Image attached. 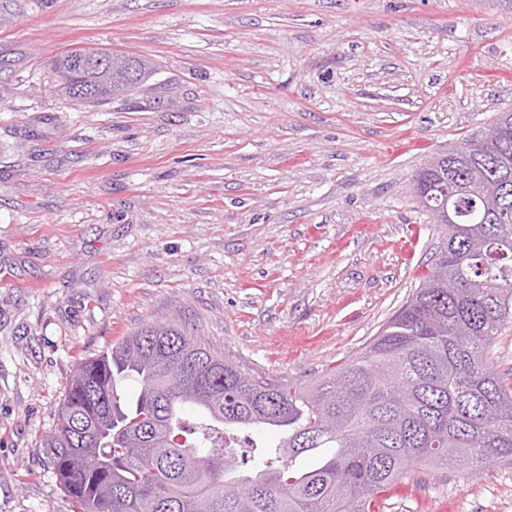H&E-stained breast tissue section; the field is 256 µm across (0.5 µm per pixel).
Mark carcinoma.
<instances>
[{"label":"carcinoma","instance_id":"carcinoma-1","mask_svg":"<svg viewBox=\"0 0 512 512\" xmlns=\"http://www.w3.org/2000/svg\"><path fill=\"white\" fill-rule=\"evenodd\" d=\"M56 67L69 74L62 96L104 103L135 89L130 67L90 86L75 50ZM453 174L466 191L429 275L360 357L312 387L255 378L177 324L147 325L81 362L40 442L79 512H371L410 468L477 476L512 464V381L487 356L512 322V251L487 253L512 240V108ZM446 184V169L416 176L420 198ZM132 379L140 391L128 399ZM262 428L278 441L244 469L224 435ZM321 448L334 452L296 466Z\"/></svg>","mask_w":512,"mask_h":512}]
</instances>
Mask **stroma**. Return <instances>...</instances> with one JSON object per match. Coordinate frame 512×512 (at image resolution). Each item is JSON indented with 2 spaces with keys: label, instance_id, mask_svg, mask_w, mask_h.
Returning a JSON list of instances; mask_svg holds the SVG:
<instances>
[{
  "label": "stroma",
  "instance_id": "stroma-1",
  "mask_svg": "<svg viewBox=\"0 0 512 512\" xmlns=\"http://www.w3.org/2000/svg\"><path fill=\"white\" fill-rule=\"evenodd\" d=\"M77 48L154 69L90 106ZM508 106L512 0H0V512H75L40 442L144 326L284 385L358 357L445 235L417 173ZM374 506L512 512V465ZM78 50H71L55 58L57 70H65L69 74V85L67 88L62 86L61 82L56 85V93L71 98H82L85 96H94L92 102L104 103L112 98L126 96L130 91L136 88L132 82V67H121L112 71V77L108 88L90 81L87 71V61L80 55ZM95 87H91V85Z\"/></svg>",
  "mask_w": 512,
  "mask_h": 512
}]
</instances>
